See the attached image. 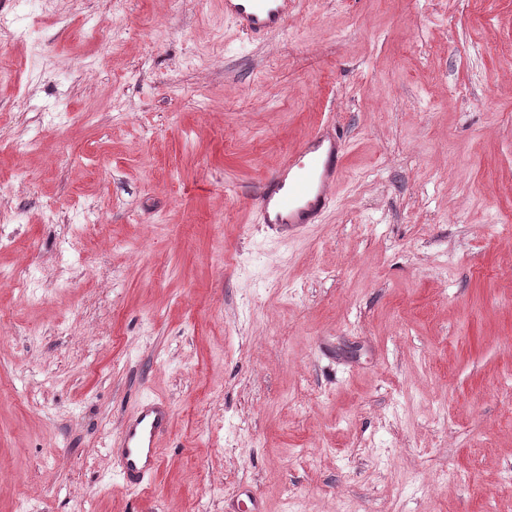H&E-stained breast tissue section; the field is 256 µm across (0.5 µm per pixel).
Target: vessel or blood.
Segmentation results:
<instances>
[{"mask_svg":"<svg viewBox=\"0 0 512 512\" xmlns=\"http://www.w3.org/2000/svg\"><path fill=\"white\" fill-rule=\"evenodd\" d=\"M295 7V0H224V15L248 38L263 39L283 29ZM344 149L335 128L325 126L289 153L251 198L263 223L284 236L319 223L333 201ZM170 423L171 409L161 399L124 423L118 454L126 483L146 484L157 472Z\"/></svg>","mask_w":512,"mask_h":512,"instance_id":"1","label":"vessel or blood"}]
</instances>
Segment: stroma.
<instances>
[{
	"label": "stroma",
	"mask_w": 512,
	"mask_h": 512,
	"mask_svg": "<svg viewBox=\"0 0 512 512\" xmlns=\"http://www.w3.org/2000/svg\"><path fill=\"white\" fill-rule=\"evenodd\" d=\"M0 512H512V0H0ZM321 223L250 197L319 127ZM172 411L150 488L112 450ZM294 0H224V16L248 38L263 39L284 28Z\"/></svg>",
	"instance_id": "35a3bbf8"
}]
</instances>
